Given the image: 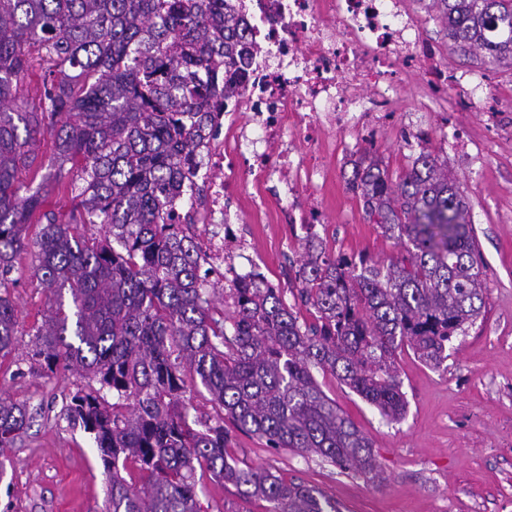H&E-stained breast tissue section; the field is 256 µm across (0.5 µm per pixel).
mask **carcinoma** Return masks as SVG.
Segmentation results:
<instances>
[{
  "label": "carcinoma",
  "mask_w": 512,
  "mask_h": 512,
  "mask_svg": "<svg viewBox=\"0 0 512 512\" xmlns=\"http://www.w3.org/2000/svg\"><path fill=\"white\" fill-rule=\"evenodd\" d=\"M431 3L450 53L512 65V0ZM248 33L242 11L218 0H0V354L15 347L10 274L28 250L48 296L31 360L97 384L62 413L94 437L106 512H203L199 472L235 486L244 503L266 502L265 512H338L314 487L241 467L227 452L229 428L374 480L372 441L314 372L400 420L397 350L439 368L482 313L469 200L428 148L397 182L369 149L352 161L348 188L400 257L335 254L302 224L292 288L254 272L232 309L218 305L195 234L168 210L182 165L215 130L213 99L233 93L252 64ZM31 76L32 102L22 95ZM45 133L78 179L65 222L47 209L59 176L34 188L19 180ZM87 224L109 225L112 239L86 237ZM198 384L217 407L212 418L182 403ZM31 419L27 403L0 395V457ZM129 462L145 478L137 491L121 475Z\"/></svg>",
  "instance_id": "carcinoma-1"
}]
</instances>
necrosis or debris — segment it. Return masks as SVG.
Wrapping results in <instances>:
<instances>
[{
    "label": "necrosis or debris",
    "instance_id": "4bbe7bcc",
    "mask_svg": "<svg viewBox=\"0 0 512 512\" xmlns=\"http://www.w3.org/2000/svg\"><path fill=\"white\" fill-rule=\"evenodd\" d=\"M247 22L260 46L235 97L219 115V133L206 139L195 166H184L176 223L203 225V262L225 288L242 284L240 260L249 245L233 211L234 188L227 170L242 168L260 192L283 184L292 201L289 223L318 224V184L324 175L321 151L328 133L354 132L373 138L396 123L393 106L408 81L422 75L424 96L439 94L454 104L477 106L500 119L501 103L489 100L474 70H451L421 35L422 21L406 0H249ZM367 88L369 96L358 95ZM306 151L296 156L294 144Z\"/></svg>",
    "mask_w": 512,
    "mask_h": 512
}]
</instances>
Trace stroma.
Wrapping results in <instances>:
<instances>
[{
    "label": "stroma",
    "mask_w": 512,
    "mask_h": 512,
    "mask_svg": "<svg viewBox=\"0 0 512 512\" xmlns=\"http://www.w3.org/2000/svg\"><path fill=\"white\" fill-rule=\"evenodd\" d=\"M419 85V78H410L397 102L403 120L378 132L371 144L347 133L335 140L320 182L323 224L317 229L330 251L375 261L399 257L393 240L366 218L347 179L352 160L367 146L383 159L391 178L405 171L415 154L404 144L414 131L405 115ZM453 120L470 139L468 154L449 143L437 110L427 113L422 126L469 197L485 270L481 316L457 337L440 368L425 365L409 349L397 354L407 400L401 420L386 419L332 375L317 376L324 392L372 440L379 480L288 450L272 451L253 435L232 434V457L318 488L341 512H512V135H502L478 109L454 113ZM34 151L39 169L23 177L60 173L62 188L51 196V208L59 219H68L75 205L72 175L60 167L54 138L41 137ZM241 213V230L261 272L273 285L288 287L290 263L298 257L291 225L276 218L253 223L246 200ZM11 277L19 336L11 354L0 357V392L27 402L33 420L8 454L0 477V512H105V475L96 444L61 414L84 379L62 369L46 376L31 367V336L46 308L31 254L16 259Z\"/></svg>",
    "instance_id": "35a3bbf8"
}]
</instances>
